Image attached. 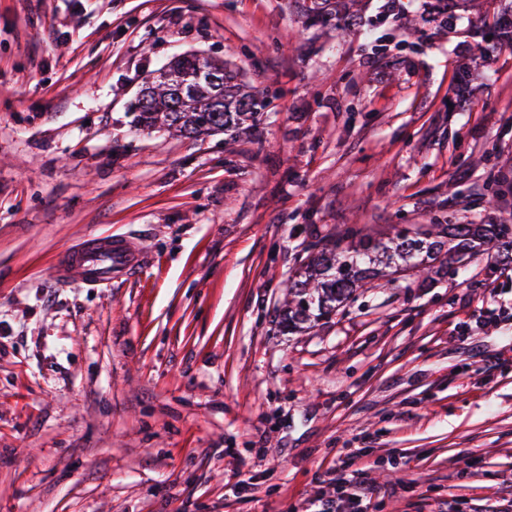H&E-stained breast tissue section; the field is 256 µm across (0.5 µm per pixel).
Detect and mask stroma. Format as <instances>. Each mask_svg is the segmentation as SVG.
Returning <instances> with one entry per match:
<instances>
[{
  "label": "stroma",
  "mask_w": 512,
  "mask_h": 512,
  "mask_svg": "<svg viewBox=\"0 0 512 512\" xmlns=\"http://www.w3.org/2000/svg\"><path fill=\"white\" fill-rule=\"evenodd\" d=\"M512 0L441 28L363 0H0V512H310L348 449L375 512H512V262L483 247L296 332L287 284L349 224L512 219ZM267 88L236 138L136 129L172 58ZM464 67L466 83L454 72ZM130 235L129 281L55 278ZM249 469V486L235 473ZM300 6L306 20L312 24L339 26L338 22H355L360 12V0H303ZM336 23H330L331 21Z\"/></svg>",
  "instance_id": "35a3bbf8"
}]
</instances>
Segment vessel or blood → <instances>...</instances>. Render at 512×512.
I'll return each mask as SVG.
<instances>
[{"mask_svg": "<svg viewBox=\"0 0 512 512\" xmlns=\"http://www.w3.org/2000/svg\"><path fill=\"white\" fill-rule=\"evenodd\" d=\"M145 259L134 241L90 237L65 249L55 270L60 276L88 285H108L133 278Z\"/></svg>", "mask_w": 512, "mask_h": 512, "instance_id": "b4317fda", "label": "vessel or blood"}]
</instances>
